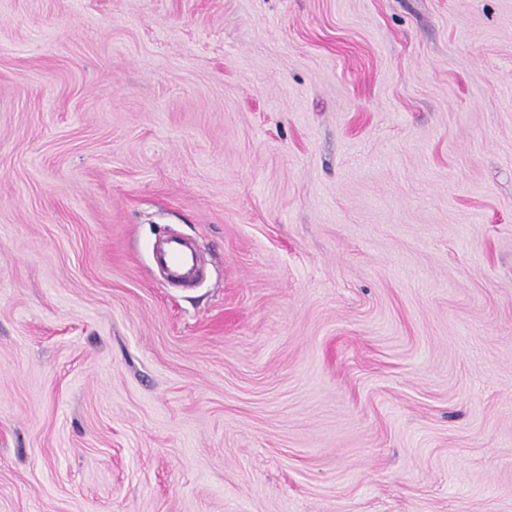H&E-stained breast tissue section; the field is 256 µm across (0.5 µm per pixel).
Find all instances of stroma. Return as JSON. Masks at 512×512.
I'll return each instance as SVG.
<instances>
[{
    "instance_id": "obj_1",
    "label": "stroma",
    "mask_w": 512,
    "mask_h": 512,
    "mask_svg": "<svg viewBox=\"0 0 512 512\" xmlns=\"http://www.w3.org/2000/svg\"><path fill=\"white\" fill-rule=\"evenodd\" d=\"M0 512H512V0H0Z\"/></svg>"
}]
</instances>
